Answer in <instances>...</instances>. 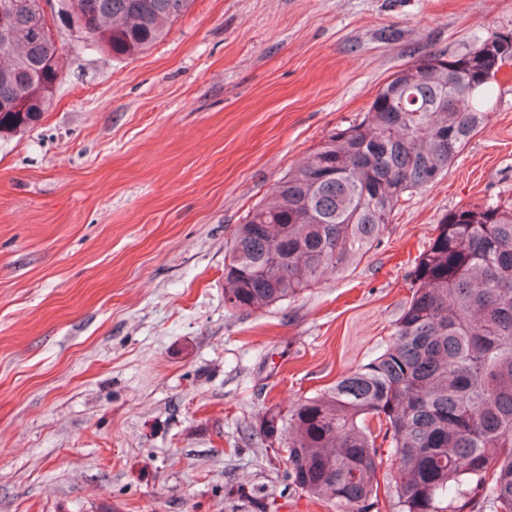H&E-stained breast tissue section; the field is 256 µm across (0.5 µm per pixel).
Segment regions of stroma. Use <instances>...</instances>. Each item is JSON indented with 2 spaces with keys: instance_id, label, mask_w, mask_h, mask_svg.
Here are the masks:
<instances>
[{
  "instance_id": "35a3bbf8",
  "label": "stroma",
  "mask_w": 512,
  "mask_h": 512,
  "mask_svg": "<svg viewBox=\"0 0 512 512\" xmlns=\"http://www.w3.org/2000/svg\"><path fill=\"white\" fill-rule=\"evenodd\" d=\"M512 31V0H194L148 52H75L0 141V512H333L249 428L389 341L448 212L512 207V81L355 266L224 307L248 207L396 70Z\"/></svg>"
}]
</instances>
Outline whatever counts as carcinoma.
I'll list each match as a JSON object with an SVG mask.
<instances>
[{
    "label": "carcinoma",
    "mask_w": 512,
    "mask_h": 512,
    "mask_svg": "<svg viewBox=\"0 0 512 512\" xmlns=\"http://www.w3.org/2000/svg\"><path fill=\"white\" fill-rule=\"evenodd\" d=\"M194 0H72L95 51L131 59L163 41ZM0 49V139L22 136L62 82L53 28L21 9ZM429 54L400 68L362 116L331 131L236 225L224 254V308L292 302L380 242L395 212L437 182L496 110L499 80L465 87L482 52ZM417 288L392 341L288 411L270 406L252 431L284 453L286 477L336 512H373L376 470L395 469L385 496L398 512H512V208L446 215L412 271Z\"/></svg>",
    "instance_id": "1"
}]
</instances>
